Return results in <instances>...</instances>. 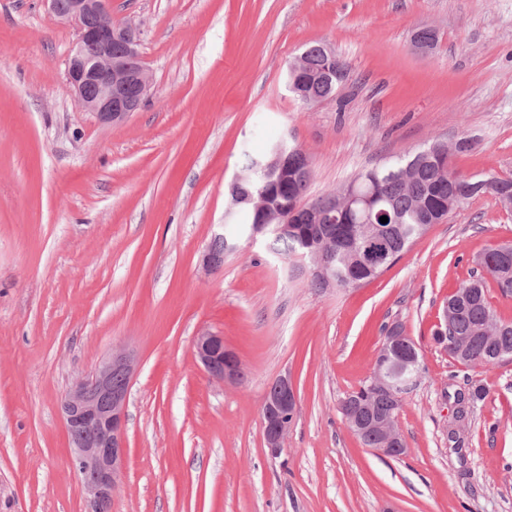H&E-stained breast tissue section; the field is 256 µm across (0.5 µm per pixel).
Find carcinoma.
<instances>
[{
	"label": "carcinoma",
	"mask_w": 512,
	"mask_h": 512,
	"mask_svg": "<svg viewBox=\"0 0 512 512\" xmlns=\"http://www.w3.org/2000/svg\"><path fill=\"white\" fill-rule=\"evenodd\" d=\"M348 63L338 55L328 62L324 47L312 45L304 51L300 71L288 70V89L298 88L295 96L303 104L322 102L332 97L348 76ZM285 141L275 138L261 155L244 154V186L265 190L279 202L285 213L299 202L305 213H321L331 206L341 212L340 192L305 199L309 180L300 173L308 166L306 154L296 146L285 152L288 168L265 170ZM348 187L372 196L369 224L295 225V230L271 236L270 248L287 256L308 261L322 273L314 276L317 288L358 287L384 272L366 259L364 246L369 238L381 242L387 261L393 263L400 254L422 237L432 226L469 199L486 192L498 195V189L512 191V177L488 175L481 178L456 171L450 155L438 147L419 148L404 158L389 160L353 178ZM388 222L383 224L380 217ZM478 266L492 277L504 296H512V243L485 251ZM448 323L436 325L434 342L448 352L454 361L471 368L494 366L512 357V321L497 316L486 298L485 281L481 278L461 284L445 302ZM414 384L403 379L369 378L343 401L342 410L350 427L363 429V444L375 448L384 439L379 423L397 415L399 397ZM486 390L472 385L458 393L460 414L484 400Z\"/></svg>",
	"instance_id": "cac0c4a2"
}]
</instances>
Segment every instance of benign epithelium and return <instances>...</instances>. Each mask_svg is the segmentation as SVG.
Segmentation results:
<instances>
[{
	"label": "benign epithelium",
	"mask_w": 512,
	"mask_h": 512,
	"mask_svg": "<svg viewBox=\"0 0 512 512\" xmlns=\"http://www.w3.org/2000/svg\"><path fill=\"white\" fill-rule=\"evenodd\" d=\"M59 20L72 25L76 40L68 56L65 83L82 112L102 123L125 119L138 110L141 98L130 94L132 86L147 92L149 74L139 51L138 32L112 21V0H47ZM122 41L124 54H112V42ZM232 206L253 211L250 238L257 240L272 231L286 232L296 223L299 210L284 216L265 209L262 194L245 188L241 179L229 186ZM368 198L351 192L347 207L357 223L368 222ZM194 355L203 371L217 381L240 379V363L224 343V337L204 332L196 337ZM136 367L135 357L115 349L88 377L78 381L61 399L59 412L75 450L73 465L89 505V512H114L115 495L125 471L127 454V402ZM121 377L117 382L114 377ZM298 393L292 376H279L268 387L262 403L264 443L272 456L283 449L288 418L295 417ZM377 452L401 456L405 443L386 436Z\"/></svg>",
	"instance_id": "benign-epithelium-1"
}]
</instances>
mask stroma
Masks as SVG:
<instances>
[{
	"mask_svg": "<svg viewBox=\"0 0 512 512\" xmlns=\"http://www.w3.org/2000/svg\"><path fill=\"white\" fill-rule=\"evenodd\" d=\"M112 19L138 29L150 86L104 124L65 85L74 29L44 0H0V512H87L58 404L115 348L137 358L115 512H512V360L465 368L432 338L476 257L512 242L493 195L357 288L312 287L263 239L240 238L220 269L202 261L244 152L272 135L307 154L311 198L463 136L478 146L455 170L512 175V0H112ZM313 44L349 73L307 106L286 72ZM392 323L423 368L398 458L340 411ZM205 330L242 379L201 371ZM284 373L298 409L273 457L261 406ZM469 383L487 395L460 420Z\"/></svg>",
	"mask_w": 512,
	"mask_h": 512,
	"instance_id": "stroma-1",
	"label": "stroma"
}]
</instances>
